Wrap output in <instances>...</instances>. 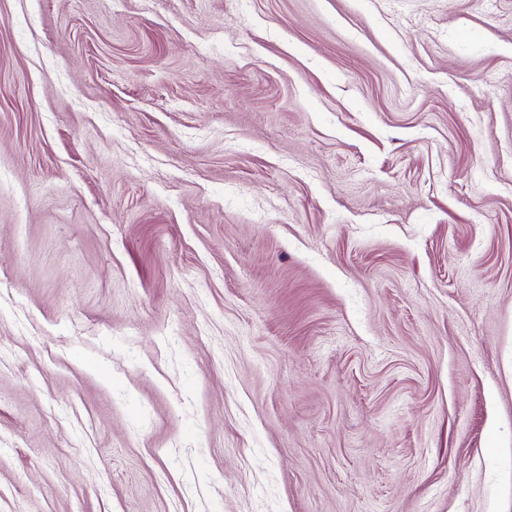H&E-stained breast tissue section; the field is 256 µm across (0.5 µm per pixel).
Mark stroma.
<instances>
[{"label":"stroma","instance_id":"1","mask_svg":"<svg viewBox=\"0 0 512 512\" xmlns=\"http://www.w3.org/2000/svg\"><path fill=\"white\" fill-rule=\"evenodd\" d=\"M0 512H512V0H0Z\"/></svg>","mask_w":512,"mask_h":512}]
</instances>
